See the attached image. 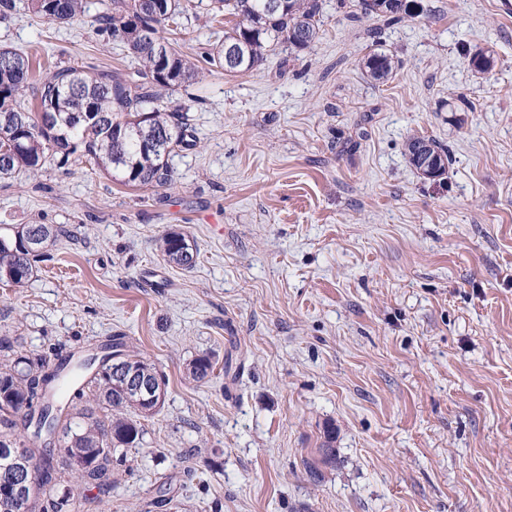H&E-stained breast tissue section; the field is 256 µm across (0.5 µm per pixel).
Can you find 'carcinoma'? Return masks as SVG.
Instances as JSON below:
<instances>
[{
  "label": "carcinoma",
  "mask_w": 512,
  "mask_h": 512,
  "mask_svg": "<svg viewBox=\"0 0 512 512\" xmlns=\"http://www.w3.org/2000/svg\"><path fill=\"white\" fill-rule=\"evenodd\" d=\"M271 0H210L214 16L231 19L224 43L207 53L213 70L246 73L264 64L267 53L279 49L300 54L318 39L323 18V0H287L272 9ZM190 7L189 0H112V7L99 16L98 31L122 44L138 64L132 73L90 64L74 67L56 64L34 83L32 57L25 52L0 48V180L16 176L35 177L48 164L66 168L83 161L121 184L131 187H164L173 181L169 158L193 146L186 112L191 102L172 100L179 88L197 80L198 66L164 36L178 24ZM359 11L347 13L355 22L375 20L369 38L384 27L415 18L422 6L415 0H358ZM49 22L68 23L85 13L86 0H0V19L19 11ZM364 66L377 84L393 73L390 55L374 49ZM425 141L437 176L445 174L448 150L433 138L412 137L406 151L410 164L421 168L416 144ZM67 233L63 225L23 224L0 227V237L21 242L15 250H0V282L21 287L37 273L36 263L47 257V248ZM39 236L32 251L22 246L29 236ZM163 260L182 268L195 262L197 249L187 235L166 233L159 241ZM142 375L159 374L156 366L139 353L122 354ZM94 361L73 364L62 360L51 375H39L46 358L21 354L5 336L0 339V448L18 444L12 434L16 418L51 428L62 406L59 392L77 371ZM216 362L210 355L194 358L186 367L188 378L206 380ZM75 397L86 399L76 413L66 415L63 448H28L13 468L34 472L40 493L34 498L0 494V512H61L58 500L70 508L88 482L106 491L112 487V458L143 444L142 420L160 405L148 407L105 364L97 376L77 389ZM82 453L97 458L88 471L75 469L71 460Z\"/></svg>",
  "instance_id": "obj_1"
}]
</instances>
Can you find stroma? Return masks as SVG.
I'll use <instances>...</instances> for the list:
<instances>
[{
  "mask_svg": "<svg viewBox=\"0 0 512 512\" xmlns=\"http://www.w3.org/2000/svg\"><path fill=\"white\" fill-rule=\"evenodd\" d=\"M419 2L381 34L383 84L363 71L368 21L325 0L299 59L179 90L198 98L195 145L170 187L87 163L0 183V225L69 230L28 284L0 283V336L50 361L119 336L166 379L142 447L74 512H148L166 482L183 512H512V11ZM102 11L15 15L0 47L133 71ZM168 37L200 60L224 29L194 0ZM413 135L448 147L444 175L409 163ZM173 230L192 268L163 261ZM203 354L213 375L189 381ZM328 424L336 458L315 482ZM159 248L163 260L177 267H191L197 256V249H193L189 237L178 231L166 233L159 241Z\"/></svg>",
  "mask_w": 512,
  "mask_h": 512,
  "instance_id": "obj_1",
  "label": "stroma"
}]
</instances>
